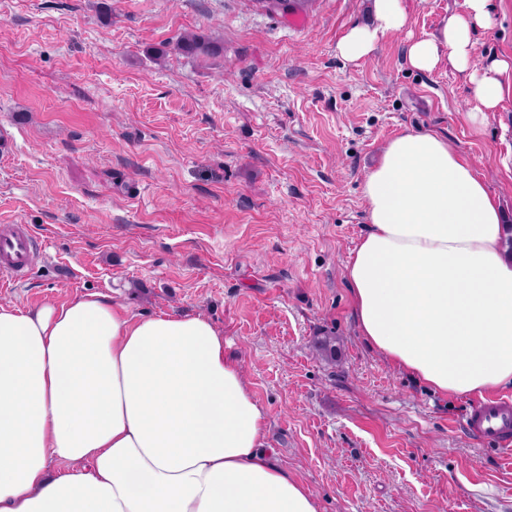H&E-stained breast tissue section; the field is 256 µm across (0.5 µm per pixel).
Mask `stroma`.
<instances>
[{"label":"stroma","mask_w":512,"mask_h":512,"mask_svg":"<svg viewBox=\"0 0 512 512\" xmlns=\"http://www.w3.org/2000/svg\"><path fill=\"white\" fill-rule=\"evenodd\" d=\"M462 2L406 0V28L353 64L336 45L369 0H0V224L43 241L0 304L204 313L320 512H512V457L465 429L472 398L372 349L345 279L363 180L403 130L447 136L512 218V99L473 130L467 74L407 63ZM494 6L472 67L512 55V0Z\"/></svg>","instance_id":"stroma-1"}]
</instances>
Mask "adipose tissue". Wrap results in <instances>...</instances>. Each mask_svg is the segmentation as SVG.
Masks as SVG:
<instances>
[{"label": "adipose tissue", "instance_id": "1", "mask_svg": "<svg viewBox=\"0 0 512 512\" xmlns=\"http://www.w3.org/2000/svg\"><path fill=\"white\" fill-rule=\"evenodd\" d=\"M412 68L467 73L481 126L512 96V58L470 71L493 0H464ZM337 44L356 63L409 16L372 0ZM367 233L345 268L357 330L449 396L512 389V259L498 198L447 138L407 129L362 184ZM268 416L201 313L130 317L99 294L0 305V512H319L265 451Z\"/></svg>", "mask_w": 512, "mask_h": 512}]
</instances>
